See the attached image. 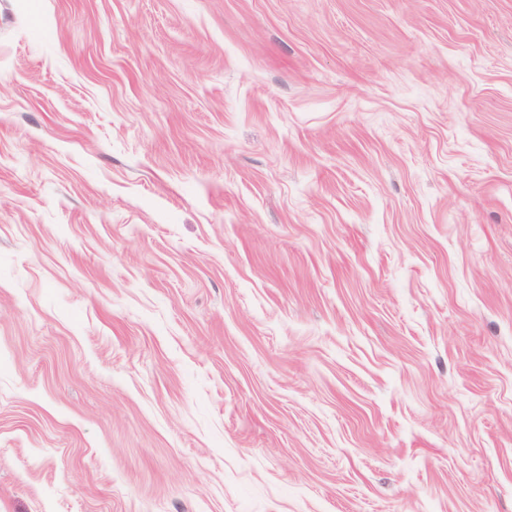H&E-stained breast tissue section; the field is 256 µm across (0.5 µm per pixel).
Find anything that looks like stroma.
<instances>
[{
	"label": "stroma",
	"mask_w": 512,
	"mask_h": 512,
	"mask_svg": "<svg viewBox=\"0 0 512 512\" xmlns=\"http://www.w3.org/2000/svg\"><path fill=\"white\" fill-rule=\"evenodd\" d=\"M0 512H512V0H0Z\"/></svg>",
	"instance_id": "1"
}]
</instances>
